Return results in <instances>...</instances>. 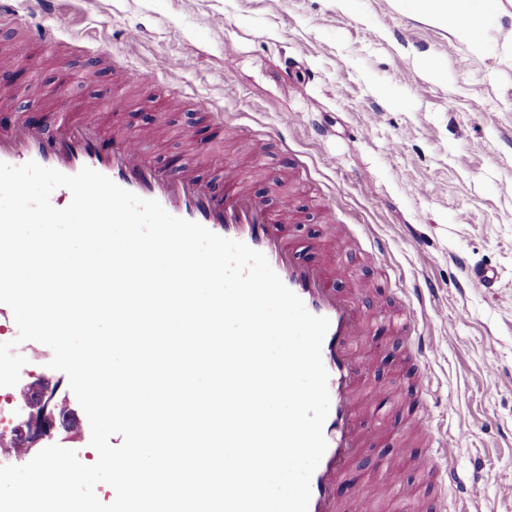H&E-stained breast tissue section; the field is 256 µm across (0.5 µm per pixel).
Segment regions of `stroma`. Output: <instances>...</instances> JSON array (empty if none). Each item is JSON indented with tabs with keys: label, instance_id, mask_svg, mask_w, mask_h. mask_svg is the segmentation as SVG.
<instances>
[{
	"label": "stroma",
	"instance_id": "stroma-1",
	"mask_svg": "<svg viewBox=\"0 0 512 512\" xmlns=\"http://www.w3.org/2000/svg\"><path fill=\"white\" fill-rule=\"evenodd\" d=\"M25 23L0 20V76L14 99L0 103V133L30 122L59 133L56 116L103 109L100 144L118 133L147 137L150 162L165 172L194 169L223 187L213 152L263 196L300 259L345 271L344 291L376 317L363 344L376 358L367 388L386 402L365 418L371 443L360 454L362 482L380 480L398 459L408 400L431 406L433 434L459 431L455 463L474 494L442 493L446 512H512V0H498L495 24L456 39L448 26L400 0H54ZM55 27L59 45L29 41ZM141 34L123 53L128 30ZM483 45L475 52L473 42ZM427 60L441 69L429 79ZM153 70L158 86L135 82ZM225 116L271 130L262 156L231 128L196 112L193 94ZM300 120L280 126L283 113ZM335 193V211L320 199ZM388 245L323 249L327 222ZM493 272L490 285L471 272ZM409 301L437 343L427 379L409 374L407 340L390 322ZM52 351L35 344L34 379L58 388L74 434L65 448L90 445V425Z\"/></svg>",
	"mask_w": 512,
	"mask_h": 512
}]
</instances>
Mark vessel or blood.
<instances>
[{
  "label": "vessel or blood",
  "instance_id": "vessel-or-blood-1",
  "mask_svg": "<svg viewBox=\"0 0 512 512\" xmlns=\"http://www.w3.org/2000/svg\"><path fill=\"white\" fill-rule=\"evenodd\" d=\"M98 108H83L78 120L63 121L53 136L44 135L28 124L16 125L0 134V161L20 166L34 161L65 174L90 167L120 187L145 198L157 200L173 216L199 223L220 236L247 244L265 255L282 282L294 292L313 315L329 320L322 344V360L328 372L329 413L323 426L327 449L311 479L308 512H342L341 489L350 461L371 441L360 423L363 407L357 401L362 375L373 358L358 353L356 345L365 336L369 319L355 302L337 290L336 281L325 269L303 264L281 236L263 200L243 182L236 168L215 157L213 165L224 173V190L216 192L193 171L165 173L147 158L140 137L122 139L112 152L98 147ZM400 320L410 342L415 364H422L436 349L432 337L416 327L409 308H402ZM456 434H448L441 452L416 457V466L439 475L440 485L461 488L471 495L454 460Z\"/></svg>",
  "mask_w": 512,
  "mask_h": 512
}]
</instances>
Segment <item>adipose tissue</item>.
I'll return each mask as SVG.
<instances>
[{"instance_id":"adipose-tissue-1","label":"adipose tissue","mask_w":512,"mask_h":512,"mask_svg":"<svg viewBox=\"0 0 512 512\" xmlns=\"http://www.w3.org/2000/svg\"><path fill=\"white\" fill-rule=\"evenodd\" d=\"M416 12L449 22L454 37L469 39L476 26L492 25L497 17L496 0H405Z\"/></svg>"}]
</instances>
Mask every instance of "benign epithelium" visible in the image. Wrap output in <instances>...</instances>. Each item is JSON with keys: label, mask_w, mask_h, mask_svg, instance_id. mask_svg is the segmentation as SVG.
<instances>
[{"label": "benign epithelium", "mask_w": 512, "mask_h": 512, "mask_svg": "<svg viewBox=\"0 0 512 512\" xmlns=\"http://www.w3.org/2000/svg\"><path fill=\"white\" fill-rule=\"evenodd\" d=\"M51 390L49 384L43 383L29 385L22 392L23 415L16 424V433L18 441L27 448H40L60 430L70 427L64 412L57 411Z\"/></svg>", "instance_id": "obj_1"}]
</instances>
